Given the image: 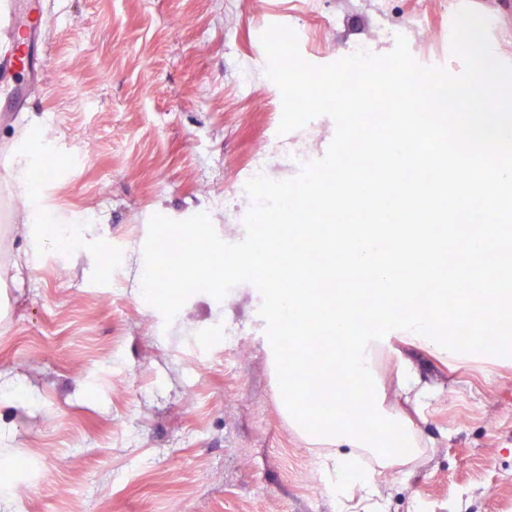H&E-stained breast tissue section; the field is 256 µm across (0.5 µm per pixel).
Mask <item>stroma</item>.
Wrapping results in <instances>:
<instances>
[{
  "label": "stroma",
  "mask_w": 512,
  "mask_h": 512,
  "mask_svg": "<svg viewBox=\"0 0 512 512\" xmlns=\"http://www.w3.org/2000/svg\"><path fill=\"white\" fill-rule=\"evenodd\" d=\"M372 3L322 0L311 17L298 0H43L45 83L0 121V455L28 465L22 492L0 476V512H338L279 410L289 392L256 285L221 301L194 294L168 323L136 293L129 247L156 214L202 212L224 241L243 239L238 186L295 177V157L320 159L335 135L327 116L279 134L261 33L304 30L300 53L316 66L361 43L385 55ZM466 5L512 64V0H387L386 23L417 63L457 74L448 27ZM416 15L431 41L411 30ZM25 130L44 148L32 170L41 205L73 236L102 218L111 266L47 246L14 268L29 244L10 226L26 203L7 180ZM77 151L83 163L69 165ZM401 358L434 395L416 421L426 452L385 473L384 512H512V361L397 340L374 354L386 393Z\"/></svg>",
  "instance_id": "stroma-1"
}]
</instances>
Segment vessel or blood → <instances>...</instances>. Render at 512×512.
<instances>
[{"instance_id": "b4317fda", "label": "vessel or blood", "mask_w": 512, "mask_h": 512, "mask_svg": "<svg viewBox=\"0 0 512 512\" xmlns=\"http://www.w3.org/2000/svg\"><path fill=\"white\" fill-rule=\"evenodd\" d=\"M39 0H10L8 17L0 24V82L25 78V86L16 88L0 101V112L22 111L31 89L43 81L38 44L43 36Z\"/></svg>"}]
</instances>
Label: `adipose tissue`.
Returning <instances> with one entry per match:
<instances>
[{
	"label": "adipose tissue",
	"mask_w": 512,
	"mask_h": 512,
	"mask_svg": "<svg viewBox=\"0 0 512 512\" xmlns=\"http://www.w3.org/2000/svg\"><path fill=\"white\" fill-rule=\"evenodd\" d=\"M34 154L29 133H22L14 143L12 182L17 195L26 198L28 205L22 223L12 225L11 231L29 242L31 249L23 257L28 264L35 262L46 242L61 238L65 222L64 217L47 213L36 199L31 182ZM187 232L205 241L212 260H221L217 266L212 260L200 266L194 257H187L183 269L193 272L196 279L212 283L223 280L225 275L241 273L268 285L276 283L267 249L225 251L223 244L212 240L203 224L188 225ZM301 297V291L282 288L269 304V351H276L277 336L288 319L302 321L318 314L321 301L305 305ZM325 321L331 336L342 337V347L339 355L326 357L313 369L325 378L346 372L358 383L361 401L347 412L332 409L312 415L297 395L302 374L308 368L306 362L298 359L278 370L290 391L281 412L289 428L316 453L322 477L327 487L335 491L340 512H381L379 486L383 475L386 470L417 462L424 454L422 440L411 418L402 411L386 410L378 393L372 352L385 345V337L356 331L353 316L342 306H332ZM393 431L398 434L394 442L388 439Z\"/></svg>",
	"instance_id": "1"
}]
</instances>
